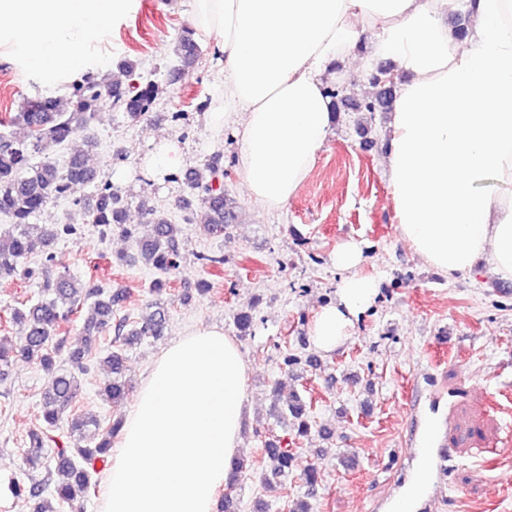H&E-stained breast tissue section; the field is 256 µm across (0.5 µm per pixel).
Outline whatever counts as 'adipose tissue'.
Instances as JSON below:
<instances>
[{
  "instance_id": "1",
  "label": "adipose tissue",
  "mask_w": 512,
  "mask_h": 512,
  "mask_svg": "<svg viewBox=\"0 0 512 512\" xmlns=\"http://www.w3.org/2000/svg\"><path fill=\"white\" fill-rule=\"evenodd\" d=\"M195 34L224 56L225 124L236 126L249 197L282 208L332 129L325 89L356 62L388 63L398 90L384 169L401 236L455 276L486 262L512 279V0H192ZM128 0H0V42L46 76L86 69L104 21ZM466 20L458 37L449 15ZM310 328L334 351L378 294L360 250ZM249 366L223 329L199 326L150 361L104 477L102 512H215L242 444Z\"/></svg>"
}]
</instances>
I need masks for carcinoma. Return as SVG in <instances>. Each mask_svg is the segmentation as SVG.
<instances>
[{
  "label": "carcinoma",
  "mask_w": 512,
  "mask_h": 512,
  "mask_svg": "<svg viewBox=\"0 0 512 512\" xmlns=\"http://www.w3.org/2000/svg\"><path fill=\"white\" fill-rule=\"evenodd\" d=\"M199 56L192 33L178 42V66L195 65ZM125 80H112L110 75L88 70L70 85L64 99L41 91L23 100L20 110L0 120V214L11 219L12 227L0 231V280L17 277L40 280L41 295L33 303H24L10 312V321L25 326V335L15 345L0 339V377L18 358L37 364L48 377L43 409L37 416V426L28 431L25 461L33 471L46 470V479L30 476L13 485L18 497L37 501L36 512H71L81 509V502L95 493L99 480L96 465L105 463L112 454L113 440L119 437L124 421L115 418L103 426L97 417L64 416L72 409L80 393L78 373L84 372L96 358L99 348L96 336L114 332L110 348L100 361L109 368L100 395L117 403L128 394L123 378L124 347L141 338L158 339L168 326V312L158 306L140 324L129 326V318L113 322L123 294L86 283L68 270L56 271L55 256L49 251L52 241L81 234L82 227L74 223L53 228L33 223L36 215L51 202L66 198L71 201L82 223L93 224L100 237L121 230L135 241L136 253L118 254L113 262L124 265L141 262L164 274L179 267L181 227L150 206L145 208L152 224L147 238L137 236L136 229L126 224V209L121 191L100 178L99 172L88 165L86 155L71 157L67 170H61L52 158L67 140L87 131L96 113L108 106L122 111L132 120L145 116L157 96L158 86L148 78L138 64L124 59L118 63ZM332 112L346 108L369 114L388 109V97L378 94L372 99L351 102L336 88H328ZM41 161L33 162L35 156ZM191 197L181 200L183 221L200 224L210 237H221L224 229L238 219L237 204L224 193V169L216 161L195 169L185 177ZM89 189L86 196L82 191ZM196 260L205 271L219 270L224 256L201 253ZM88 312L81 331V344L68 346L63 325L72 317ZM273 397L283 419L292 420L296 436L310 433V411L302 396L292 391L284 393L274 385ZM78 435L70 447L54 449L55 466L49 460L46 445L55 434ZM266 468L262 475L265 488L282 484L293 474L294 452L288 441L267 442L263 448Z\"/></svg>",
  "instance_id": "cac0c4a2"
}]
</instances>
